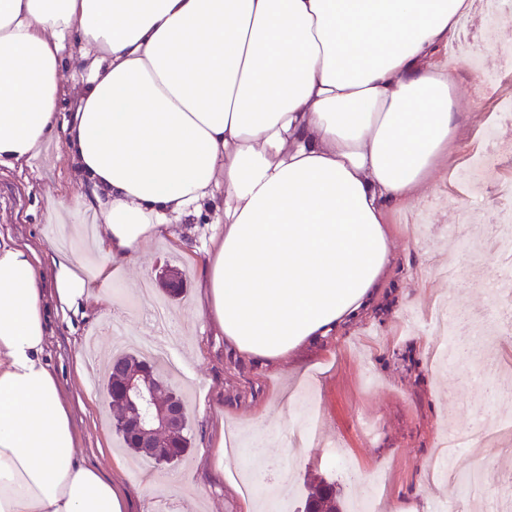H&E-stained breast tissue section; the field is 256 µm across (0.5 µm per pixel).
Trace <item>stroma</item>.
I'll return each instance as SVG.
<instances>
[{
    "label": "stroma",
    "mask_w": 512,
    "mask_h": 512,
    "mask_svg": "<svg viewBox=\"0 0 512 512\" xmlns=\"http://www.w3.org/2000/svg\"><path fill=\"white\" fill-rule=\"evenodd\" d=\"M495 41L496 50L485 58L481 86L473 85L470 70L456 74L461 100L476 96L481 105L462 113L455 161L440 164L411 201L391 211L394 259L385 284L371 313L335 338L297 349L272 366L243 360L205 318L194 314L196 285L206 260L199 224L181 225L178 240L148 244L113 278L107 303L90 300L65 312L50 309L49 353L71 408L78 456L118 483L129 498L130 512H157L163 502L170 512H242L232 476L211 463L220 430L239 431L244 447L279 458L275 431L252 427L251 419L258 412L278 409L281 394L288 392L295 396L288 419L302 428L307 390L320 406V419L310 429L312 447L290 460L291 503L299 502L304 482L315 473L332 476L348 502L363 494L371 479H378L374 512L421 501L423 468L435 465L439 443L454 442L456 469L469 470L473 452L465 439L483 412L510 427L484 449V465L491 474L486 492L455 499L456 512H495L499 498L512 494V399L487 402L483 389L471 386L461 368L436 363L434 357L441 354L446 339L429 326L452 297L468 321L485 320L490 313L485 283L498 268L492 251H484L480 265L460 268L455 279L444 277L442 270L459 251L449 227L461 225L482 236L484 225L499 223L505 201L501 186L512 182V117L497 112L490 100L495 90L512 96V69L505 67L499 53L512 47V19L505 35ZM489 141L499 151V175L482 183V197L474 202L465 174L472 155ZM87 193L63 132H56L23 168L0 171V233L35 249L44 275H51L55 260L72 253L83 255L89 269H97L100 257L87 233L91 210L54 216L56 198ZM166 262L185 275L183 295L163 299L175 329L168 353L197 383L183 389L192 450L179 466L157 468L137 464L121 449L100 372L114 352V340L129 336L138 342L155 335L151 312L155 299H162L158 274ZM336 443L346 454L340 461L327 459L325 453ZM175 473L185 478L178 489L166 483ZM149 479L155 482L150 493L143 488Z\"/></svg>",
    "instance_id": "obj_1"
}]
</instances>
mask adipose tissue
<instances>
[{
  "label": "adipose tissue",
  "mask_w": 512,
  "mask_h": 512,
  "mask_svg": "<svg viewBox=\"0 0 512 512\" xmlns=\"http://www.w3.org/2000/svg\"><path fill=\"white\" fill-rule=\"evenodd\" d=\"M474 0H0V168L65 142L113 274L206 219L197 308L274 363L364 316L392 260L387 212L457 138L456 70L435 60ZM83 260L45 279L0 234V512H128L81 463L47 345V298L88 300Z\"/></svg>",
  "instance_id": "adipose-tissue-1"
}]
</instances>
